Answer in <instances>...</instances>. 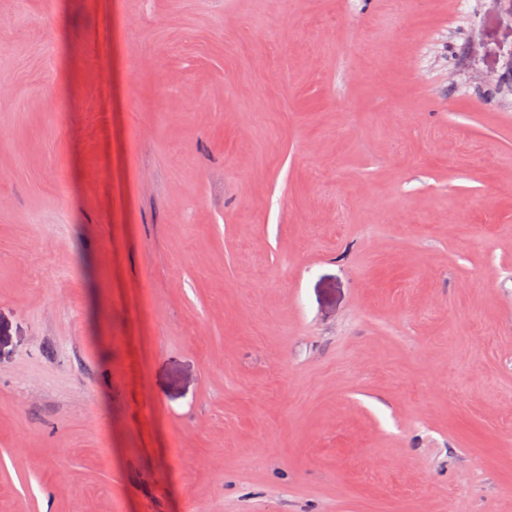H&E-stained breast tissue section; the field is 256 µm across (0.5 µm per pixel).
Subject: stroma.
I'll return each mask as SVG.
<instances>
[{"instance_id":"stroma-1","label":"stroma","mask_w":512,"mask_h":512,"mask_svg":"<svg viewBox=\"0 0 512 512\" xmlns=\"http://www.w3.org/2000/svg\"><path fill=\"white\" fill-rule=\"evenodd\" d=\"M0 512H512L506 0H0Z\"/></svg>"}]
</instances>
